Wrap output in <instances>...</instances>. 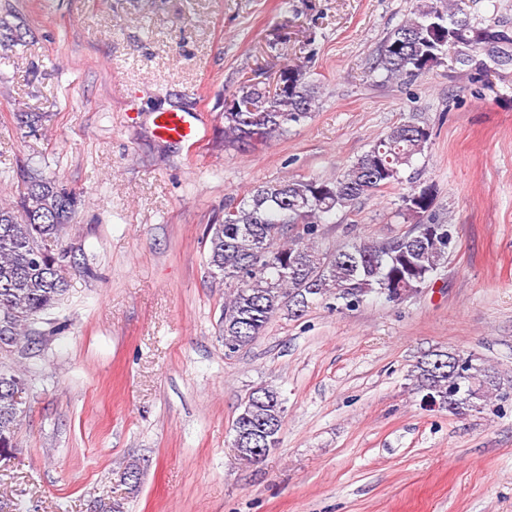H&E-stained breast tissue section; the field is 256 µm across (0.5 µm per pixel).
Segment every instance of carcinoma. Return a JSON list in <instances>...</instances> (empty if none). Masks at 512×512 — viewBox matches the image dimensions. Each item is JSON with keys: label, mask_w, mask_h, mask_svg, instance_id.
Segmentation results:
<instances>
[{"label": "carcinoma", "mask_w": 512, "mask_h": 512, "mask_svg": "<svg viewBox=\"0 0 512 512\" xmlns=\"http://www.w3.org/2000/svg\"><path fill=\"white\" fill-rule=\"evenodd\" d=\"M485 50L496 64L512 62V39L492 27H478L463 0H420L411 16L385 40L374 69L384 82L409 81L443 62L448 43ZM317 85L300 65L288 64L274 86L246 79L224 104V143L241 148L285 136L312 116ZM427 123L415 119L393 125L383 138L334 180L288 178L257 186L224 217L205 229L207 266L212 278L229 288L220 316L224 347L253 342L270 319L286 309L297 314L317 300L333 299L345 309L376 294L389 302L420 292L448 259L450 226L436 219L437 192L418 194L424 184L401 196L397 215L416 220L404 235L387 242L363 241L322 249V220L350 209L358 200L401 185L404 170L431 142ZM79 200L43 172L26 167L13 200H0V352L37 335L35 322L67 294V271L79 266L75 251L63 258V245ZM416 393L431 396L455 414L484 411L492 398L507 395L495 368L472 353L436 349L413 365ZM24 372L0 367V456L14 453L23 421L19 387ZM280 392L260 386L245 401L234 424L241 434L235 459L263 460L262 449L280 444L283 415Z\"/></svg>", "instance_id": "1"}]
</instances>
